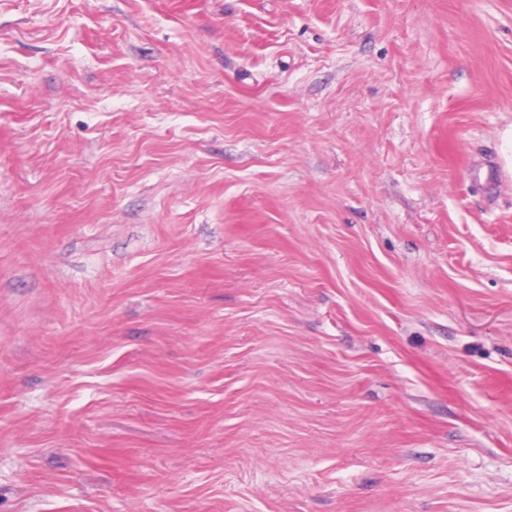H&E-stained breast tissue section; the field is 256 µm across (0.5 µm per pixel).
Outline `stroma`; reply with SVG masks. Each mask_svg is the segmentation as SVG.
Here are the masks:
<instances>
[{
  "label": "stroma",
  "mask_w": 512,
  "mask_h": 512,
  "mask_svg": "<svg viewBox=\"0 0 512 512\" xmlns=\"http://www.w3.org/2000/svg\"><path fill=\"white\" fill-rule=\"evenodd\" d=\"M0 512H512V0H0Z\"/></svg>",
  "instance_id": "1"
}]
</instances>
